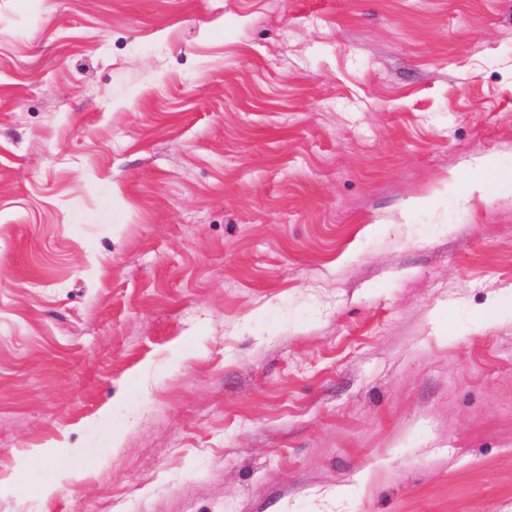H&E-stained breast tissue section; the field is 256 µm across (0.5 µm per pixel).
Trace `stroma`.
I'll list each match as a JSON object with an SVG mask.
<instances>
[{
  "instance_id": "obj_1",
  "label": "stroma",
  "mask_w": 512,
  "mask_h": 512,
  "mask_svg": "<svg viewBox=\"0 0 512 512\" xmlns=\"http://www.w3.org/2000/svg\"><path fill=\"white\" fill-rule=\"evenodd\" d=\"M487 153L512 0H0V512H512Z\"/></svg>"
}]
</instances>
